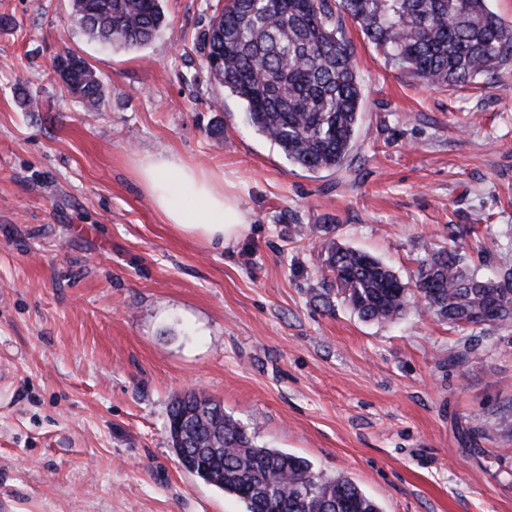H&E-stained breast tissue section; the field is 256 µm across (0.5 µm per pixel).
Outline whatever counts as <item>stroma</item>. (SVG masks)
I'll list each match as a JSON object with an SVG mask.
<instances>
[{
	"label": "stroma",
	"instance_id": "35a3bbf8",
	"mask_svg": "<svg viewBox=\"0 0 512 512\" xmlns=\"http://www.w3.org/2000/svg\"><path fill=\"white\" fill-rule=\"evenodd\" d=\"M223 4L162 0L167 27L129 51L83 36L70 0H0V512H244L170 447L190 389L381 512H512V325L468 343L429 313L318 301L326 239L408 283L426 242L512 266V62L428 86L346 23L355 146L307 171L208 82L191 41ZM66 50L102 110L62 89ZM169 154L223 175L248 233L221 249L165 224L136 167ZM53 71L71 97L92 109L98 110L104 105L103 86L86 59L71 51H64L55 59Z\"/></svg>",
	"mask_w": 512,
	"mask_h": 512
}]
</instances>
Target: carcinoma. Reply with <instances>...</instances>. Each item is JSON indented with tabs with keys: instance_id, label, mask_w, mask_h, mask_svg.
I'll use <instances>...</instances> for the list:
<instances>
[{
	"instance_id": "cac0c4a2",
	"label": "carcinoma",
	"mask_w": 512,
	"mask_h": 512,
	"mask_svg": "<svg viewBox=\"0 0 512 512\" xmlns=\"http://www.w3.org/2000/svg\"><path fill=\"white\" fill-rule=\"evenodd\" d=\"M79 30L102 46L136 49L166 25L160 0H72ZM400 69L427 85L455 87L493 78L512 61V27L487 0H227L198 32L208 81L241 100L248 124L275 143L288 162L307 171L342 167L356 141L364 93L345 18ZM53 71L64 90L92 109L105 102L101 81L83 57L65 51ZM336 290L364 320L393 322L411 300L451 326L482 333L512 323V268L479 276L461 254L424 246L410 289L377 258L323 243ZM166 433L187 471L237 498L246 512H380L343 476L306 459L265 448L213 400L193 392L175 397Z\"/></svg>"
}]
</instances>
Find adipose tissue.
I'll list each match as a JSON object with an SVG mask.
<instances>
[{
  "instance_id": "obj_1",
  "label": "adipose tissue",
  "mask_w": 512,
  "mask_h": 512,
  "mask_svg": "<svg viewBox=\"0 0 512 512\" xmlns=\"http://www.w3.org/2000/svg\"><path fill=\"white\" fill-rule=\"evenodd\" d=\"M137 176L165 223L178 233L224 247L250 228L246 212L225 193L223 180L178 156L142 159Z\"/></svg>"
}]
</instances>
